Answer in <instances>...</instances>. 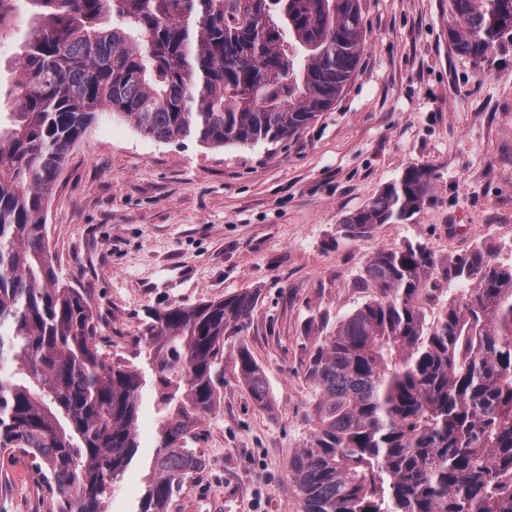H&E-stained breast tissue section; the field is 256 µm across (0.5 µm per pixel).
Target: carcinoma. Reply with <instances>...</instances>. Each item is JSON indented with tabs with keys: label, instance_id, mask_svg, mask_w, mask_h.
<instances>
[{
	"label": "carcinoma",
	"instance_id": "1",
	"mask_svg": "<svg viewBox=\"0 0 512 512\" xmlns=\"http://www.w3.org/2000/svg\"><path fill=\"white\" fill-rule=\"evenodd\" d=\"M28 8L11 111L0 112V451L30 454L57 512H105L136 459L143 392L155 452L136 512H167L196 466L188 442L218 397L224 338L256 296L151 316L141 365L105 360L83 293L63 283L44 212L70 147L110 109L158 141L278 142L330 109L365 45L360 0H0ZM448 42L475 62L512 42V0H448ZM433 173L407 168L343 223L409 220ZM456 285L432 322L421 295ZM377 296L318 339L320 396L290 468L302 512H512V262L480 244L447 267L425 244L379 249ZM239 374L268 389L248 351Z\"/></svg>",
	"mask_w": 512,
	"mask_h": 512
}]
</instances>
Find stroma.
Instances as JSON below:
<instances>
[{"mask_svg": "<svg viewBox=\"0 0 512 512\" xmlns=\"http://www.w3.org/2000/svg\"><path fill=\"white\" fill-rule=\"evenodd\" d=\"M365 50L331 109L295 138L252 147L160 142L109 112L70 150L44 213L60 278L83 291L100 347L141 362L148 313L251 291L224 343L218 400L190 442L206 451L168 512H300L289 461L308 439L317 395L305 361L317 337L364 301L369 255L420 241L445 263L481 240L512 257V43L476 64L448 47V0H361ZM32 31L0 41V92ZM432 188L411 220L360 237L345 217L413 165ZM260 367L258 405L238 352ZM136 463L107 512H135L152 456L144 413ZM31 457L0 454V512H53Z\"/></svg>", "mask_w": 512, "mask_h": 512, "instance_id": "stroma-1", "label": "stroma"}]
</instances>
